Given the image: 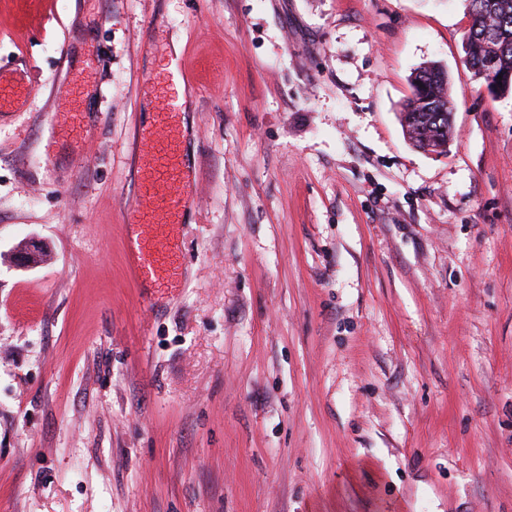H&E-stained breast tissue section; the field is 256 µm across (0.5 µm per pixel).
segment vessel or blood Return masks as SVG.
I'll return each instance as SVG.
<instances>
[{"mask_svg": "<svg viewBox=\"0 0 512 512\" xmlns=\"http://www.w3.org/2000/svg\"><path fill=\"white\" fill-rule=\"evenodd\" d=\"M26 89L22 75L0 72V111L11 108ZM180 110L177 97L165 95L158 125L141 130L137 139L141 191L132 206L128 265L139 280L171 278V250L162 241V231L179 223L194 197L195 184L180 150Z\"/></svg>", "mask_w": 512, "mask_h": 512, "instance_id": "obj_1", "label": "vessel or blood"}]
</instances>
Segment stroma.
<instances>
[{
  "label": "stroma",
  "instance_id": "stroma-1",
  "mask_svg": "<svg viewBox=\"0 0 512 512\" xmlns=\"http://www.w3.org/2000/svg\"><path fill=\"white\" fill-rule=\"evenodd\" d=\"M464 0H0V512H512V93ZM177 59L198 190L132 278ZM451 79L432 153L400 112ZM91 136L49 141L60 96ZM28 242L46 256L15 264ZM411 86L412 95L401 112L406 136L420 147L421 136L428 131L431 152L443 153L454 133L448 72L435 63L421 66L415 71ZM28 90L24 77L20 74L0 72V111L11 108L22 94Z\"/></svg>",
  "mask_w": 512,
  "mask_h": 512
}]
</instances>
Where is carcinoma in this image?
Masks as SVG:
<instances>
[{"label":"carcinoma","instance_id":"obj_1","mask_svg":"<svg viewBox=\"0 0 512 512\" xmlns=\"http://www.w3.org/2000/svg\"><path fill=\"white\" fill-rule=\"evenodd\" d=\"M472 21L487 17L498 30V41L489 49L484 41L474 43L467 68L478 79L490 74L511 79L506 92H512V0H464ZM412 95L403 105L402 123L406 136L421 146L423 132L435 153H443L453 136V103L449 93L448 72L430 63L418 68L411 81Z\"/></svg>","mask_w":512,"mask_h":512}]
</instances>
